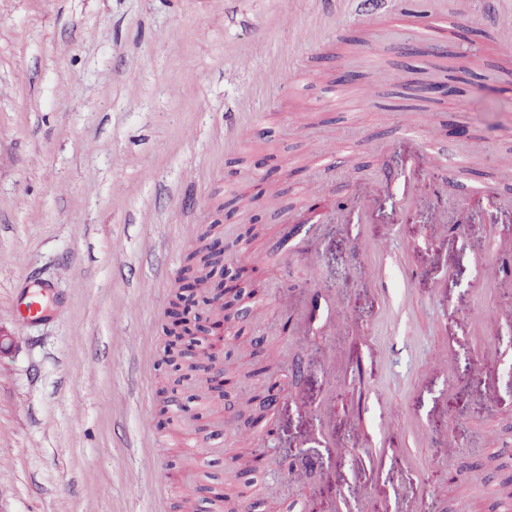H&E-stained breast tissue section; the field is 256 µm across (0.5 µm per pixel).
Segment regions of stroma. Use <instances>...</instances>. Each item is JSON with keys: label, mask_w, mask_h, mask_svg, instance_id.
Wrapping results in <instances>:
<instances>
[{"label": "stroma", "mask_w": 512, "mask_h": 512, "mask_svg": "<svg viewBox=\"0 0 512 512\" xmlns=\"http://www.w3.org/2000/svg\"><path fill=\"white\" fill-rule=\"evenodd\" d=\"M441 15L442 32L422 38ZM499 39L483 0H0V331L12 342L0 512H183L186 500L214 512L228 484L249 485L252 512H331L341 498L353 512H503L435 464L450 436L461 467L495 454V482L512 480V320L497 315L512 292H495L476 260L512 280L498 245L512 237V60ZM438 61L451 93L411 96ZM340 70L353 80L336 83ZM236 122L262 133L228 141ZM419 146L444 164L409 220L388 204L360 230L337 223L380 167L400 170ZM462 197L469 210L435 237ZM253 225L262 234L239 256L253 293L215 344L247 400L228 430L220 401H191L184 385L166 403L157 390L188 254L204 231L230 242ZM359 234L406 260L408 274L384 269L392 300L413 299L401 317H384ZM35 295L47 312L24 320ZM472 313L487 317L482 335ZM444 338L447 377L428 369ZM486 340L499 354L483 367ZM331 350L344 361L333 375ZM381 391L425 428L396 439L419 471L361 453L382 436ZM323 405L345 456L314 435Z\"/></svg>", "instance_id": "35a3bbf8"}]
</instances>
